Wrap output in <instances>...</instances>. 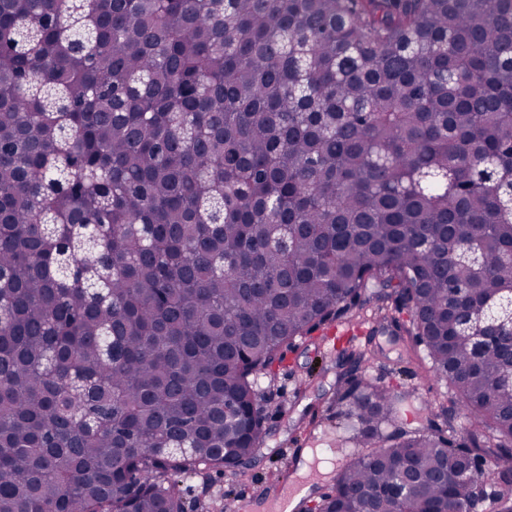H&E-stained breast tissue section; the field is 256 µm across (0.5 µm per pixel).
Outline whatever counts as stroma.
Listing matches in <instances>:
<instances>
[{
	"label": "stroma",
	"instance_id": "obj_1",
	"mask_svg": "<svg viewBox=\"0 0 512 512\" xmlns=\"http://www.w3.org/2000/svg\"><path fill=\"white\" fill-rule=\"evenodd\" d=\"M352 341L383 350L380 359L366 369L369 379L411 391L403 422L414 427L423 425L425 404L448 395L446 384L434 375L420 373L418 365L408 361L401 341L391 331L378 330L371 307H364ZM335 360V355L324 351L318 336L296 341L276 368L274 378L261 383L266 434L255 457L245 465L243 476L236 477L228 471L221 475L203 471L186 476L180 483L184 512H217L224 505L229 512H269L274 491L266 487L265 481L268 475L277 473L286 483L301 480L309 487L294 512H304L319 502L348 460L347 455L336 451L345 433L337 428L331 406ZM309 448L320 450L332 465L331 473L314 470L300 476L304 453Z\"/></svg>",
	"mask_w": 512,
	"mask_h": 512
}]
</instances>
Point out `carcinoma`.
Segmentation results:
<instances>
[{"label": "carcinoma", "mask_w": 512, "mask_h": 512, "mask_svg": "<svg viewBox=\"0 0 512 512\" xmlns=\"http://www.w3.org/2000/svg\"><path fill=\"white\" fill-rule=\"evenodd\" d=\"M511 295L512 0H0V512H177L371 302L448 433L341 351L318 512H512Z\"/></svg>", "instance_id": "1"}]
</instances>
